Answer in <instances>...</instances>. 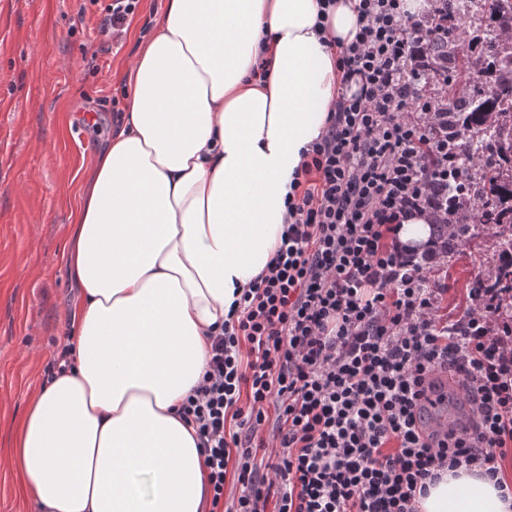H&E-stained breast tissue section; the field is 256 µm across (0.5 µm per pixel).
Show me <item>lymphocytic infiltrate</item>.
<instances>
[{
	"label": "lymphocytic infiltrate",
	"mask_w": 512,
	"mask_h": 512,
	"mask_svg": "<svg viewBox=\"0 0 512 512\" xmlns=\"http://www.w3.org/2000/svg\"><path fill=\"white\" fill-rule=\"evenodd\" d=\"M341 92L303 150L288 222L210 337L180 408L208 468L211 512H417L443 472L494 477L512 452V311L502 291L442 312L424 273L438 250L402 222L463 202V159L436 134L424 50L442 31L406 0H358ZM454 374L467 427L425 423ZM234 481L239 493L225 500ZM400 240L410 246L424 245L430 238L429 220L425 216L408 219L402 223L399 231Z\"/></svg>",
	"instance_id": "lymphocytic-infiltrate-1"
}]
</instances>
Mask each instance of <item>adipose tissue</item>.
I'll return each instance as SVG.
<instances>
[{
    "instance_id": "1",
    "label": "adipose tissue",
    "mask_w": 512,
    "mask_h": 512,
    "mask_svg": "<svg viewBox=\"0 0 512 512\" xmlns=\"http://www.w3.org/2000/svg\"><path fill=\"white\" fill-rule=\"evenodd\" d=\"M354 5L337 0L320 36L317 0H166L71 215L65 360L16 425L9 461L38 512H208V470L178 409L235 289L280 243L301 150L340 88L327 42L353 38ZM262 55L263 86L250 77ZM419 507L512 512L494 479L464 470Z\"/></svg>"
}]
</instances>
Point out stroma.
I'll return each mask as SVG.
<instances>
[{"mask_svg": "<svg viewBox=\"0 0 512 512\" xmlns=\"http://www.w3.org/2000/svg\"><path fill=\"white\" fill-rule=\"evenodd\" d=\"M165 0H141L120 41L98 0H0V456L11 424L57 364L76 299L64 259L82 172L126 110L127 63ZM470 248L433 266L443 304H467Z\"/></svg>", "mask_w": 512, "mask_h": 512, "instance_id": "35a3bbf8", "label": "stroma"}]
</instances>
